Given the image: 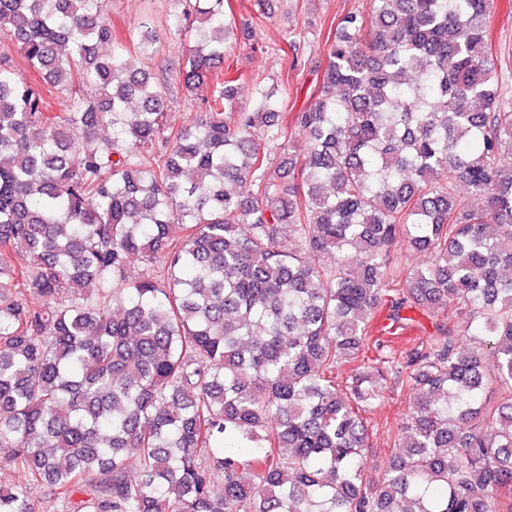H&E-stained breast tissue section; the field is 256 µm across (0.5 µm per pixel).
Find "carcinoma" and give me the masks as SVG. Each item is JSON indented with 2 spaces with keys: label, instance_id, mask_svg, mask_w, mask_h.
I'll use <instances>...</instances> for the list:
<instances>
[{
  "label": "carcinoma",
  "instance_id": "carcinoma-1",
  "mask_svg": "<svg viewBox=\"0 0 512 512\" xmlns=\"http://www.w3.org/2000/svg\"><path fill=\"white\" fill-rule=\"evenodd\" d=\"M228 5L184 0L174 21L200 108L175 129L107 0H0L41 77L0 58V449L18 470L0 512L40 492L67 512H512L494 0L350 8L289 117L285 81L237 109ZM55 90L68 111H48ZM400 244L427 265L393 266ZM409 312L436 324L412 345ZM390 375L412 407L371 482L366 413Z\"/></svg>",
  "mask_w": 512,
  "mask_h": 512
}]
</instances>
